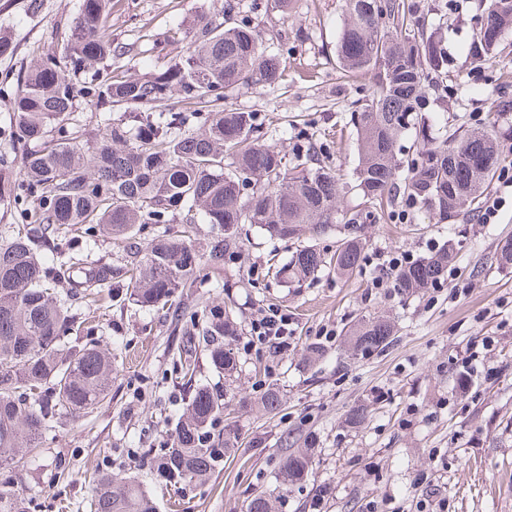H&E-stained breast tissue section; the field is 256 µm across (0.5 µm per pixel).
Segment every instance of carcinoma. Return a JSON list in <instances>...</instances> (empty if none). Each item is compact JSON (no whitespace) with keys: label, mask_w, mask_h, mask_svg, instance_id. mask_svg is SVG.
Listing matches in <instances>:
<instances>
[{"label":"carcinoma","mask_w":512,"mask_h":512,"mask_svg":"<svg viewBox=\"0 0 512 512\" xmlns=\"http://www.w3.org/2000/svg\"><path fill=\"white\" fill-rule=\"evenodd\" d=\"M111 13L112 0H82L61 54L30 65L13 100L17 141L39 148L23 154L18 178H0V202L21 190L38 205L22 231L0 240V467L37 447L62 415L88 414L109 393L111 354L95 342L64 344L63 334L81 327L88 313L74 311L49 284L63 280L71 296L90 291L104 305L127 300L142 308L165 306L193 287L200 264L218 268L240 252L242 224L293 244L290 257L267 271L281 283H304L326 266L349 275L364 259L361 215L342 210L340 178L315 148L298 150L289 166L260 138L255 113L224 107L236 89L270 86L284 75L279 58L259 48L251 21L231 24L220 12L203 11L188 31L182 57L163 70L131 75L112 67L125 50L112 44ZM345 13L339 67L370 78L369 95L351 115L358 144L353 188L375 210L400 193L432 224L474 211L498 170L512 166L496 105L483 123L439 134L430 120L427 87L448 76L441 28L427 30L407 0H345ZM479 18L483 25L470 54L487 61L512 27V0H485ZM94 66L93 78L83 79ZM175 96L192 113L204 114L201 128H190L185 113L172 111ZM86 98L109 112L114 105L130 109L133 125L105 122L95 147L50 140L54 125ZM409 131L423 147L400 156L397 144ZM198 215L216 230L203 258L191 247ZM174 223L182 225L180 234L159 230L144 249H132L141 226ZM72 224L111 235L128 254L127 264L101 265L74 250L45 265L38 248L50 247L58 229ZM337 224L349 233L333 253L307 243ZM459 249L448 240L395 271V285L404 292L437 286ZM121 276L127 284L119 289L112 279ZM189 335L216 372L236 371L230 341L237 328L227 313L204 307L193 316ZM348 336L351 355L378 354L393 342L394 326L380 316L362 318ZM230 402L222 389L198 386L189 393L173 446L149 462L160 483L179 491L220 473L224 458L242 445L238 430L224 424ZM261 405L275 416L283 398L270 388ZM310 465L307 453L288 454L280 483L303 479ZM270 498L255 494L246 512H271ZM0 512H26L24 499L1 486ZM91 512H157V506L135 478L103 470Z\"/></svg>","instance_id":"1"}]
</instances>
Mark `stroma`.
<instances>
[{
  "mask_svg": "<svg viewBox=\"0 0 512 512\" xmlns=\"http://www.w3.org/2000/svg\"><path fill=\"white\" fill-rule=\"evenodd\" d=\"M82 0H0V34L13 50L0 55V154L21 159L14 137L13 98L21 75L48 53H61ZM267 0H112L114 43L126 47L121 66L143 74L179 57L188 29L201 10L250 19L259 46L281 56L283 81L243 88L228 108L262 120L263 140L293 161L300 137L322 145V157L344 180L358 162L353 103L370 85L346 75L336 62L345 21L344 0H292L288 13L266 9ZM428 22L448 38L446 88H430L433 109L455 125L470 124L497 102L502 129L512 128V29L497 48V62L474 60L468 48L477 34L480 0H436ZM106 113L89 100L65 120L62 136L95 141ZM507 199L493 223L480 213L452 224H432L417 211L407 219L367 218L365 259L350 278L323 269L315 280L283 286L267 279L271 257L286 259L257 228H241L242 252L218 269L203 268L173 308L149 310L129 302L97 313L91 328L107 345L115 370L107 399L93 412L65 415L41 448L0 467V484L26 497L32 512H89L94 469L132 473L155 497L159 512H246L255 493L276 497L275 512H512V272L499 268L497 247L512 238V190L492 180L484 196ZM461 241L456 262L437 287L412 295L372 289L378 260L399 250L420 256L448 239ZM81 246L91 258L124 266V253L105 234L83 225L63 228L56 249ZM223 304L241 326L233 348L232 377L218 374L203 352H194L200 383L227 388L225 412L244 442L216 479L187 487L173 498L142 464L145 450L171 447L172 429L186 408L174 360L186 343L190 314ZM287 314L288 351L257 354L247 346L260 312ZM387 315L397 324L392 345L365 358L349 356L346 332L361 315ZM333 330L325 354L313 365L302 357L322 329ZM478 355L480 368L459 384L462 362ZM285 402L265 415L258 399L268 386ZM357 406L365 421L348 427ZM306 451L312 466L293 485L279 483L288 450Z\"/></svg>",
  "mask_w": 512,
  "mask_h": 512,
  "instance_id": "1",
  "label": "stroma"
}]
</instances>
